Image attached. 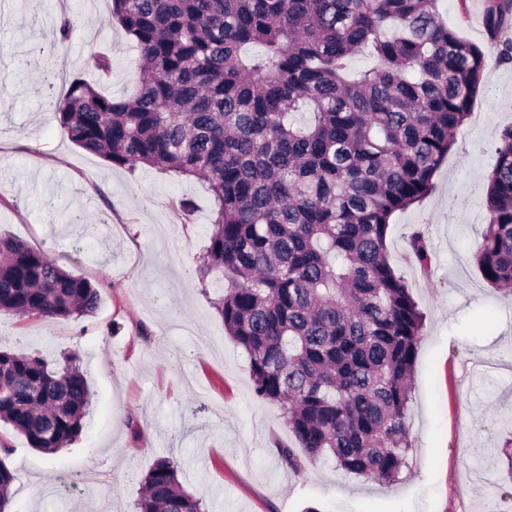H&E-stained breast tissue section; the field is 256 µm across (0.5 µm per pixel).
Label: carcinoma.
Masks as SVG:
<instances>
[{"mask_svg":"<svg viewBox=\"0 0 512 512\" xmlns=\"http://www.w3.org/2000/svg\"><path fill=\"white\" fill-rule=\"evenodd\" d=\"M439 0H111L144 62L114 97L75 80L55 102L77 147L115 167L205 183L214 203L199 281L249 358L254 392L277 405L301 453L398 481L411 448L410 380L423 318L389 261L391 217L426 197L489 61L512 63V0H485L488 46L448 27ZM365 52L372 67L354 72ZM478 271L512 288V125L495 144ZM407 247L430 264L425 233ZM86 278L0 236V313L78 319ZM89 387L73 357L51 367L0 350V422L54 453L83 430ZM162 456L137 512H202ZM15 474L0 460V512Z\"/></svg>","mask_w":512,"mask_h":512,"instance_id":"cac0c4a2","label":"carcinoma"}]
</instances>
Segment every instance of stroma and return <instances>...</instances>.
Instances as JSON below:
<instances>
[{
  "instance_id": "stroma-1",
  "label": "stroma",
  "mask_w": 512,
  "mask_h": 512,
  "mask_svg": "<svg viewBox=\"0 0 512 512\" xmlns=\"http://www.w3.org/2000/svg\"><path fill=\"white\" fill-rule=\"evenodd\" d=\"M110 9L111 0H0V44L12 47L0 55V231L99 290L89 317L0 314L1 350L77 353L91 390L68 447L44 453L0 430V459L18 476L7 512H136L141 480L163 455L204 512H512L502 453L512 440V294L489 287L473 260L495 142L512 125V64L486 68L432 192L390 220V263L424 314L407 467L390 484L329 460L296 473L272 445L292 441L281 410L256 398L248 357L214 308L219 291L198 280L213 208L202 183L111 167L74 146L49 105L64 83L98 78L99 54L112 59L106 92L134 88L141 58ZM439 9L486 46L483 0ZM63 16L74 30L56 52ZM416 228L429 244L425 272L406 248ZM78 469L97 483L60 493L61 475Z\"/></svg>"
}]
</instances>
